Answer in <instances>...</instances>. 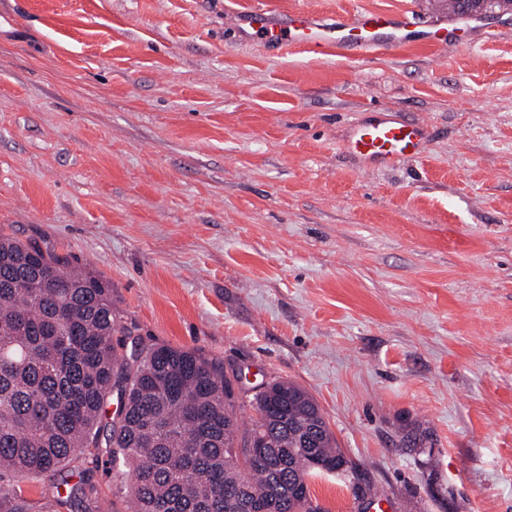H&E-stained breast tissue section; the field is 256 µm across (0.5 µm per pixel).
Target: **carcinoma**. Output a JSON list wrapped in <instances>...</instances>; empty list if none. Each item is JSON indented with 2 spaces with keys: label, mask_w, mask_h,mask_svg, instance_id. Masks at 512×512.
<instances>
[{
  "label": "carcinoma",
  "mask_w": 512,
  "mask_h": 512,
  "mask_svg": "<svg viewBox=\"0 0 512 512\" xmlns=\"http://www.w3.org/2000/svg\"><path fill=\"white\" fill-rule=\"evenodd\" d=\"M117 331L107 281L0 234V512H100L103 457L130 512H322L308 478L345 455L305 389L268 384L243 430L221 361Z\"/></svg>",
  "instance_id": "obj_1"
}]
</instances>
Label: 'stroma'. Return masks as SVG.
<instances>
[{
	"label": "stroma",
	"instance_id": "stroma-1",
	"mask_svg": "<svg viewBox=\"0 0 512 512\" xmlns=\"http://www.w3.org/2000/svg\"><path fill=\"white\" fill-rule=\"evenodd\" d=\"M448 0H0V232L112 284L134 337L315 399L327 512H512V15L365 58L237 40L243 12ZM373 110L425 149L367 169ZM423 437L417 446L406 436ZM372 113L350 126L346 149L353 158L366 166H392L422 153L429 134L424 120Z\"/></svg>",
	"mask_w": 512,
	"mask_h": 512
}]
</instances>
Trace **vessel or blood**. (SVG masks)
<instances>
[{"label":"vessel or blood","instance_id":"b4317fda","mask_svg":"<svg viewBox=\"0 0 512 512\" xmlns=\"http://www.w3.org/2000/svg\"><path fill=\"white\" fill-rule=\"evenodd\" d=\"M462 22L461 16L452 13L447 19L424 25L410 13L380 9H366L350 18L319 17L306 11L278 16L257 5L248 11L241 37L279 50L306 47L364 58L380 48L417 40L446 46L456 39ZM428 134L425 121L376 111L351 125L346 149L362 164L392 166L418 157Z\"/></svg>","mask_w":512,"mask_h":512}]
</instances>
